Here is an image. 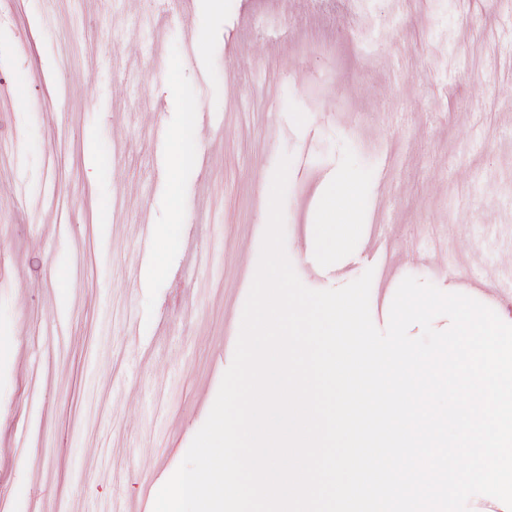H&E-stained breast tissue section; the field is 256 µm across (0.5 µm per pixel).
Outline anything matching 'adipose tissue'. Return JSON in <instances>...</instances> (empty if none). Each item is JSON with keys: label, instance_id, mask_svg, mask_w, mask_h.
I'll use <instances>...</instances> for the list:
<instances>
[{"label": "adipose tissue", "instance_id": "1", "mask_svg": "<svg viewBox=\"0 0 512 512\" xmlns=\"http://www.w3.org/2000/svg\"><path fill=\"white\" fill-rule=\"evenodd\" d=\"M195 110L194 103H187L183 109L184 121L170 130L169 196L172 221L152 227L156 259L146 272L147 277L152 279H161L167 275L168 257L182 247L183 208L180 172L184 166L192 163L195 157L197 143L191 122ZM359 210L357 182L351 178L337 180L324 194L318 226L320 237L330 241L337 248L350 246L358 235Z\"/></svg>", "mask_w": 512, "mask_h": 512}]
</instances>
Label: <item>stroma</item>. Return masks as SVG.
<instances>
[{
    "mask_svg": "<svg viewBox=\"0 0 512 512\" xmlns=\"http://www.w3.org/2000/svg\"><path fill=\"white\" fill-rule=\"evenodd\" d=\"M358 8L369 21L359 45L344 0H223L218 10L192 0L188 25L171 26L157 58L150 36L130 38L114 22L126 10L154 17L157 0H0V87L23 93L0 108V144L13 150L0 163V332L35 351L28 364L0 361V453L24 457L0 466L11 512H85L90 502L111 512L116 498L151 512L154 487L180 465L232 362L268 220L258 188L282 154L292 157L285 247L308 288H338L378 265L364 238L329 257L319 237L323 193L347 173L360 224L385 196L421 250L424 225L450 224L465 249L497 256L512 225V84L486 63L512 57V0H422L416 14L395 0ZM190 38L201 46L194 57ZM187 101L196 132H223L213 171L194 163L181 174L183 229L212 264L189 271L182 252L170 277L133 278L123 255L138 214L113 218L112 199L131 192L152 223L167 222L169 142L151 135L179 125ZM447 111L463 120L439 128ZM368 135L413 156L401 171L409 193L382 192L384 160L363 150ZM474 187L499 219L458 209ZM47 229L45 250L37 237ZM125 439L150 483L102 478L121 464Z\"/></svg>",
    "mask_w": 512,
    "mask_h": 512,
    "instance_id": "obj_1",
    "label": "stroma"
}]
</instances>
